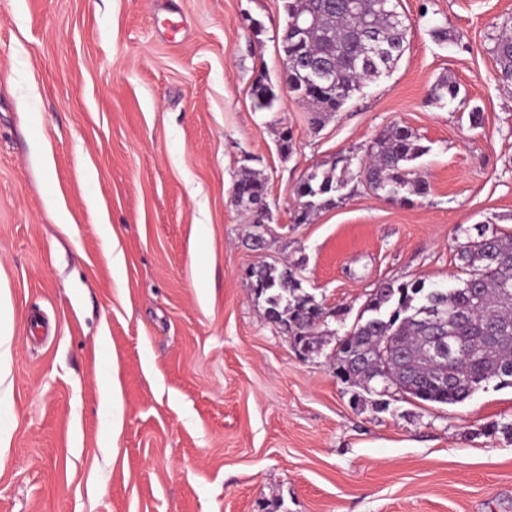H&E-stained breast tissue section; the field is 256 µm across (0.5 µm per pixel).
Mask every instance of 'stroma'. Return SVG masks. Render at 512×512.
<instances>
[{
	"mask_svg": "<svg viewBox=\"0 0 512 512\" xmlns=\"http://www.w3.org/2000/svg\"><path fill=\"white\" fill-rule=\"evenodd\" d=\"M399 3L401 60L316 127L281 81L284 0H0V512H512V386L386 403L331 359L379 285L451 286L466 230L512 235L491 53L512 0ZM444 77L457 99L432 98ZM395 122L427 148V193L358 185L297 223L302 179L358 171ZM247 169L258 231L233 195ZM281 263L342 312L306 360L247 276ZM253 95L255 106L258 109H272L278 100V96L273 90L272 82L265 74L257 78L253 88ZM233 194L237 202L244 205L251 214L249 224L254 227L261 226L263 222L268 224L272 220V212L266 200L265 208L259 209L258 204L267 196L266 180L260 174L248 172L234 184Z\"/></svg>",
	"mask_w": 512,
	"mask_h": 512,
	"instance_id": "stroma-1",
	"label": "stroma"
}]
</instances>
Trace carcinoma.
Listing matches in <instances>:
<instances>
[{"instance_id": "1", "label": "carcinoma", "mask_w": 512, "mask_h": 512, "mask_svg": "<svg viewBox=\"0 0 512 512\" xmlns=\"http://www.w3.org/2000/svg\"><path fill=\"white\" fill-rule=\"evenodd\" d=\"M345 0H284L287 23L280 36L283 79L288 93L321 116L338 112L365 85L391 72L406 50L409 25L398 11L399 0H356L355 11ZM305 21L303 32L297 23ZM498 79L512 84V31L504 28L492 49ZM460 85L440 79L432 89L438 100H454ZM255 106L271 109L278 100L271 80L259 76L253 88ZM425 152L420 137L394 123L372 138L367 160L356 173L339 157L330 168L309 173L298 186L299 220L349 196L354 180L376 193L406 202L423 196L427 184L409 178L408 163ZM237 202L251 214L254 227L271 222L266 180L249 172L234 184ZM466 288H427L415 281L385 284L371 294L370 315L359 319L337 343L336 367L348 372L351 384L369 394L409 396L422 402L457 404L473 389L491 380L512 385V235L487 233L477 227L458 250ZM256 300L267 319L288 326L294 344L313 349L320 328L336 310H327L305 291L288 266L262 264L250 269ZM448 337L450 374L430 356L431 337ZM394 388H383V378Z\"/></svg>"}]
</instances>
